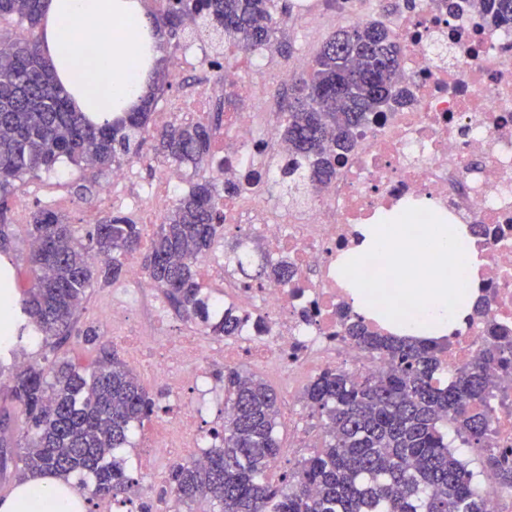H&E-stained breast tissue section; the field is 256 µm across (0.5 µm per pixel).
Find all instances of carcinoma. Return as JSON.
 I'll list each match as a JSON object with an SVG mask.
<instances>
[{"label": "carcinoma", "mask_w": 512, "mask_h": 512, "mask_svg": "<svg viewBox=\"0 0 512 512\" xmlns=\"http://www.w3.org/2000/svg\"><path fill=\"white\" fill-rule=\"evenodd\" d=\"M495 26L512 28V0H466ZM42 0H0V21L27 22L29 34L0 51V252L9 249L10 200L16 182L50 170L66 158L87 168L108 169L142 159L146 135L158 155L204 174L180 193L151 237L144 267L169 306L207 335H239L244 318L234 308L222 317L198 276L213 252L224 218L220 201L230 183L213 169L218 125L178 123L149 133V112H129L102 125L71 109L51 64L39 52L35 27ZM208 17L224 38L245 49L279 40L283 0H167L161 17L179 37L184 21ZM396 35L380 21L337 30L317 53L309 73L288 88L279 137L286 146L281 191L299 202L304 189L328 181L354 136L385 110L406 103ZM27 235L34 286L17 301L12 337L0 347L4 359L24 350L33 335L56 353L76 332L95 345L96 327L76 329L77 314L95 288L123 275L120 257L136 253L144 225L117 212L101 218L87 234L54 211L32 212ZM237 261L246 287L292 276L288 260ZM358 349L388 359L386 369L355 379L342 369L314 376L303 398L325 433L320 451L283 475L278 486L264 473L281 452L276 434L277 395L257 375L224 368V423L212 431L215 444L205 462L170 469L166 483L175 505L209 500L212 512H486L476 473L452 447L448 431L478 450L495 487L512 490V461L486 446L494 414L487 401L486 368H512V338L492 336L477 360L448 383L438 381L444 347L432 340L385 336L361 320L345 325ZM10 408L0 413V478L20 481L34 473L69 480L89 475L78 489L114 500L135 491L138 481L117 456L131 446L133 430L154 413L156 403L137 375L114 354L80 369L66 356L34 361L12 374L6 387ZM23 418L15 438L12 413Z\"/></svg>", "instance_id": "cac0c4a2"}]
</instances>
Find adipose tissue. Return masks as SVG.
<instances>
[{
    "mask_svg": "<svg viewBox=\"0 0 512 512\" xmlns=\"http://www.w3.org/2000/svg\"><path fill=\"white\" fill-rule=\"evenodd\" d=\"M40 50L53 66V78L76 111L101 123L141 111L164 63V36L148 16L143 0H43L37 26ZM356 245L337 265L361 316L392 333L420 338L452 335L470 315L484 263L463 224H444L437 249L428 246L426 225L402 217L388 224H363ZM380 251L377 281L402 280L417 308L415 317L397 316L393 300L377 299L354 277L362 259ZM459 287H449V280ZM40 503L45 512H85V500L72 483L46 474L21 482L0 512H27Z\"/></svg>",
    "mask_w": 512,
    "mask_h": 512,
    "instance_id": "1",
    "label": "adipose tissue"
}]
</instances>
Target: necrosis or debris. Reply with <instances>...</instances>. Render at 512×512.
Segmentation results:
<instances>
[{
	"label": "necrosis or debris",
	"instance_id": "necrosis-or-debris-1",
	"mask_svg": "<svg viewBox=\"0 0 512 512\" xmlns=\"http://www.w3.org/2000/svg\"><path fill=\"white\" fill-rule=\"evenodd\" d=\"M402 43L401 71L413 91L410 103L372 120L336 164L335 177L313 186L304 204L272 199L285 157L277 130L266 119L268 102L308 63L274 62L271 47L204 49L175 57L176 73L223 71L248 108L225 113L216 159L223 179L237 183L221 207L226 229L259 237L264 257H287L288 281L269 279L244 288L235 271L211 260L224 282V305L248 314L239 336L203 342L197 334L164 329L159 301L146 305L154 353L143 365L153 379L173 385L181 400L176 425L154 438L172 461H199L208 437L199 426L196 392L214 363L243 358L268 374L311 376L349 363L355 374L385 369L342 337L352 315L349 295L336 282V263L353 244L355 227L377 212L403 206L412 224L449 217L467 225L486 264L479 297L483 314H470L442 355L446 374L473 363L494 327L512 329V29L492 27L468 7L446 13L424 0L392 19ZM135 165L112 171L103 199L116 207L160 216L180 181L164 172V193L148 183L115 199L117 187L135 182ZM495 410L490 447L512 450V370H486Z\"/></svg>",
	"mask_w": 512,
	"mask_h": 512
}]
</instances>
